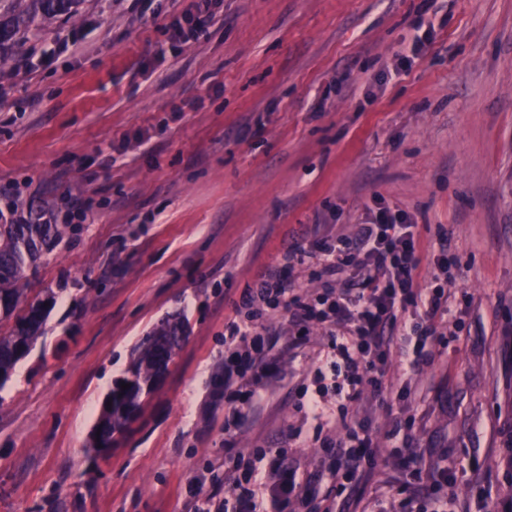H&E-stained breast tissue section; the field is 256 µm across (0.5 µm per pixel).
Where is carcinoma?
Returning a JSON list of instances; mask_svg holds the SVG:
<instances>
[{
  "mask_svg": "<svg viewBox=\"0 0 512 512\" xmlns=\"http://www.w3.org/2000/svg\"><path fill=\"white\" fill-rule=\"evenodd\" d=\"M0 49L13 45L17 35L35 24L72 12L77 0H0ZM76 231L74 224H41L8 219L0 210V321H13L0 336V387L16 364L40 337L45 322V301L23 305L19 283L36 271L58 245ZM188 321L175 317L161 322L142 338L124 373L102 402L86 447L96 454L125 433L145 397L157 385L187 337ZM128 385L122 389L121 385Z\"/></svg>",
  "mask_w": 512,
  "mask_h": 512,
  "instance_id": "cac0c4a2",
  "label": "carcinoma"
}]
</instances>
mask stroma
Wrapping results in <instances>:
<instances>
[{
	"mask_svg": "<svg viewBox=\"0 0 512 512\" xmlns=\"http://www.w3.org/2000/svg\"><path fill=\"white\" fill-rule=\"evenodd\" d=\"M191 0H78L21 32L0 68V184L14 200L93 214L25 285L53 291L44 334L0 387V512H194L228 470L282 457L297 479L364 512L398 487L426 491L399 458L344 490L330 471L337 422L301 410L318 387L312 326L289 349L275 318L278 379L225 428L215 395L225 326L240 294L288 246L351 232L366 207L412 217L430 280L448 235L456 300L436 362L394 361L392 408L368 407L381 446L393 425L455 469L448 497L478 512L512 481V0H215V22L173 46ZM433 20L427 54L393 69ZM82 48L34 70V46ZM180 314L188 338L129 431L94 456L84 444L141 338ZM477 458L478 470L467 467Z\"/></svg>",
	"mask_w": 512,
	"mask_h": 512,
	"instance_id": "obj_1",
	"label": "stroma"
}]
</instances>
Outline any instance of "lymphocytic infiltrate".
<instances>
[{
	"label": "lymphocytic infiltrate",
	"mask_w": 512,
	"mask_h": 512,
	"mask_svg": "<svg viewBox=\"0 0 512 512\" xmlns=\"http://www.w3.org/2000/svg\"><path fill=\"white\" fill-rule=\"evenodd\" d=\"M214 21V0H192L184 22L172 25L171 41L197 38ZM282 262L243 292L235 305L237 316L227 326L224 391L236 404L224 417L225 427L239 426L257 390L277 375L265 347L269 320L277 312L287 315L294 342H303L312 324L321 325L328 337L319 372L330 387L303 405L306 415L317 421L330 418L334 410H348L366 393L390 405L394 389L387 375L393 354L403 355L411 369L434 364L433 346L450 295L441 285L420 282L422 255L410 217L387 210L366 213L353 234L329 238L315 251L295 245L285 251ZM305 262L320 268V292L312 300L281 273ZM336 446L333 475L340 487L362 469L373 468L380 454L370 422L354 416L344 424ZM405 464L429 488L418 512H448L452 478L447 469L418 455L407 456ZM293 497L308 505L309 512H335L332 501L317 499L311 488L301 487L294 471L278 459L267 468L234 476L222 501L198 495L195 512H287Z\"/></svg>",
	"instance_id": "obj_1"
}]
</instances>
